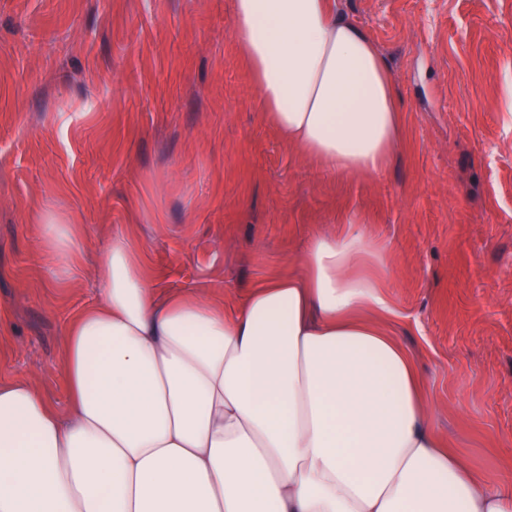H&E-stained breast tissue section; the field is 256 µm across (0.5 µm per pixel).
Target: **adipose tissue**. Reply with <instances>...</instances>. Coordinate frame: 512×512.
Returning <instances> with one entry per match:
<instances>
[{
	"mask_svg": "<svg viewBox=\"0 0 512 512\" xmlns=\"http://www.w3.org/2000/svg\"><path fill=\"white\" fill-rule=\"evenodd\" d=\"M234 12L266 121L321 166L380 173L402 115L369 35L332 0ZM347 222L230 311L157 292L141 248L113 234L102 298L67 332V411L0 381V512H512V475L479 480L434 430L413 357L379 323L394 313L387 249ZM83 238L45 209L54 280Z\"/></svg>",
	"mask_w": 512,
	"mask_h": 512,
	"instance_id": "adipose-tissue-1",
	"label": "adipose tissue"
}]
</instances>
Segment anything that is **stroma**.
<instances>
[{
    "label": "stroma",
    "instance_id": "35a3bbf8",
    "mask_svg": "<svg viewBox=\"0 0 512 512\" xmlns=\"http://www.w3.org/2000/svg\"><path fill=\"white\" fill-rule=\"evenodd\" d=\"M387 60L403 110L367 177L297 154L265 120L234 0H0V376L66 411L65 333L101 298L116 232L158 292L235 308L351 214L385 244L389 331L433 425L488 483L512 470V0H336ZM84 261L47 274L41 210Z\"/></svg>",
    "mask_w": 512,
    "mask_h": 512
}]
</instances>
